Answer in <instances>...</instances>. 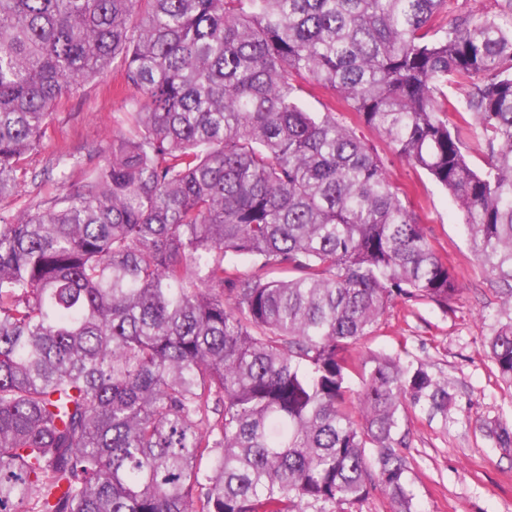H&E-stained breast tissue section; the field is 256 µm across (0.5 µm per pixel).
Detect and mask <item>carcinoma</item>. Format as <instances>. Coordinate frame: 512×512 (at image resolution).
<instances>
[{
  "mask_svg": "<svg viewBox=\"0 0 512 512\" xmlns=\"http://www.w3.org/2000/svg\"><path fill=\"white\" fill-rule=\"evenodd\" d=\"M448 0H0V197L76 82L123 67L131 130L53 207L0 216V512H417L408 411L448 381L350 350L456 278L323 88L456 200L504 285L512 27ZM464 84L463 99L448 85ZM480 128L476 171L448 113ZM244 261L258 264L248 274ZM500 447L512 429L490 427Z\"/></svg>",
  "mask_w": 512,
  "mask_h": 512,
  "instance_id": "cac0c4a2",
  "label": "carcinoma"
}]
</instances>
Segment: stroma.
<instances>
[{"label":"stroma","mask_w":512,"mask_h":512,"mask_svg":"<svg viewBox=\"0 0 512 512\" xmlns=\"http://www.w3.org/2000/svg\"><path fill=\"white\" fill-rule=\"evenodd\" d=\"M132 94L120 65L69 93L52 115L43 145L23 160L22 195L0 197V215L46 209L63 187H76L112 153V132L128 129ZM313 111L332 108L387 164L399 194L420 216L435 251L459 282L448 311L424 302H397L378 337L352 350L356 362L408 349L413 358L447 377L456 400L447 422L418 413L410 418L412 490L420 512H512V447L499 448L487 427H512V387L498 378L485 354L503 309L500 284L474 256L461 211L425 171L394 155L353 113L338 109L331 91L306 97Z\"/></svg>","instance_id":"obj_1"}]
</instances>
